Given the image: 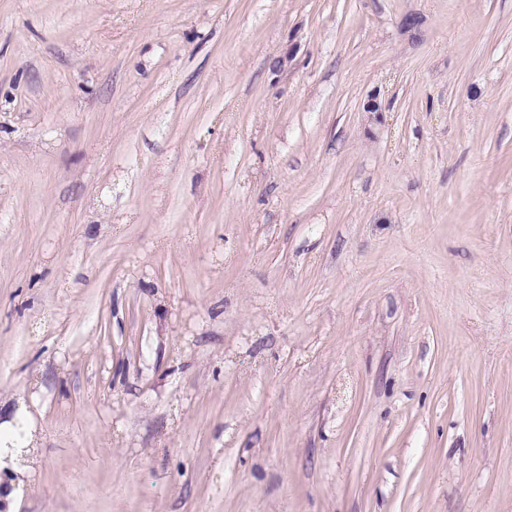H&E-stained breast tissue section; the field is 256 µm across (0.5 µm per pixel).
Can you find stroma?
Returning <instances> with one entry per match:
<instances>
[{"mask_svg":"<svg viewBox=\"0 0 512 512\" xmlns=\"http://www.w3.org/2000/svg\"><path fill=\"white\" fill-rule=\"evenodd\" d=\"M18 413L14 512H512V0H0Z\"/></svg>","mask_w":512,"mask_h":512,"instance_id":"35a3bbf8","label":"stroma"}]
</instances>
